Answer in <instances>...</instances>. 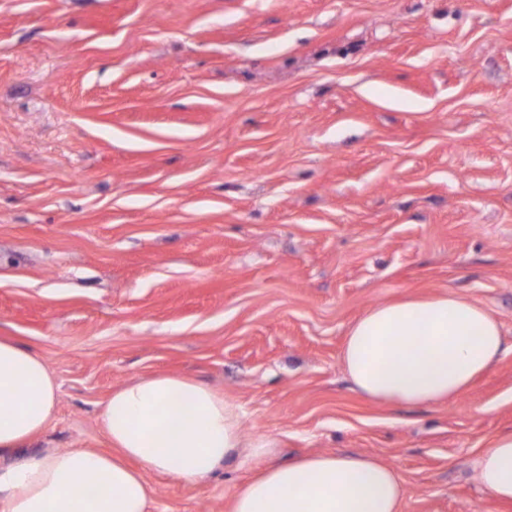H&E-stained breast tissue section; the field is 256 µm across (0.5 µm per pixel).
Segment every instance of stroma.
Returning <instances> with one entry per match:
<instances>
[{"mask_svg":"<svg viewBox=\"0 0 512 512\" xmlns=\"http://www.w3.org/2000/svg\"><path fill=\"white\" fill-rule=\"evenodd\" d=\"M451 291L502 324L450 403L356 392L368 308ZM60 385L42 453L106 449L112 390L188 375L279 456L372 455L401 512H512V0H0V337ZM250 467L149 475L227 512ZM482 488L493 496L512 500V434L499 436L476 461Z\"/></svg>","mask_w":512,"mask_h":512,"instance_id":"1","label":"stroma"}]
</instances>
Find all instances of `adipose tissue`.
<instances>
[{
  "label": "adipose tissue",
  "instance_id": "ef3b65f1",
  "mask_svg": "<svg viewBox=\"0 0 512 512\" xmlns=\"http://www.w3.org/2000/svg\"><path fill=\"white\" fill-rule=\"evenodd\" d=\"M503 351L494 315L444 291L366 310L341 359L362 395L417 406L456 400ZM57 392L39 354L0 338V512H148L146 472L194 485L236 459L253 462L256 473L233 496L231 512H401L405 486L390 465L336 452L274 462L276 438H245L237 403L172 374L137 377L112 391L101 413L109 451H34ZM476 468L485 491L512 500V434L483 449Z\"/></svg>",
  "mask_w": 512,
  "mask_h": 512
}]
</instances>
